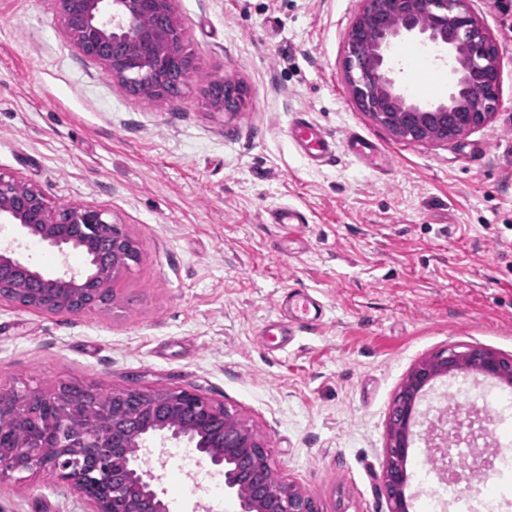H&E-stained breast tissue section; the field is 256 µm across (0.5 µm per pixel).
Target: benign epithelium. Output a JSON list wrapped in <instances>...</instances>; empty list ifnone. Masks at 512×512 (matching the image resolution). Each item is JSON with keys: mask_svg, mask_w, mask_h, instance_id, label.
Listing matches in <instances>:
<instances>
[{"mask_svg": "<svg viewBox=\"0 0 512 512\" xmlns=\"http://www.w3.org/2000/svg\"><path fill=\"white\" fill-rule=\"evenodd\" d=\"M63 26L81 55L105 71L129 96L151 101L172 97L169 78L196 74L199 65L183 47L184 32L175 0H58ZM347 34L344 77L359 109L397 138L419 143L454 139L486 124L500 100V71L493 35L474 17L469 0H361ZM378 33L370 45L365 34ZM418 39L446 53L452 63L454 89L448 101L421 104L397 86L389 65L393 45ZM209 103L217 111H239L247 95L240 81L224 77L209 83ZM0 224L16 226L27 239L57 249L61 269L47 275L19 251L0 249V301H15L21 274L42 288H24V305L45 312L81 313L110 303L106 289L126 270L102 262L99 248L89 245L86 267L76 270L69 256L77 242L64 227H91L112 242V253L135 244L107 213L90 205L52 208L42 194L0 174ZM457 373L512 384V357L478 346L443 350L419 361L397 394L388 428L383 491L391 512H409L405 489L413 441L416 405L434 381ZM95 390L83 403L57 392L28 389L1 392L0 411L8 410L27 426L40 428L39 439L0 436V471L38 467L57 476L83 498L89 512H168L155 483L160 477L128 455L127 428L165 449L185 444L195 449L224 477V492L235 497L238 512H320L317 502L291 484L275 478L251 481L254 470L271 471L265 446L245 420L226 407L209 403L190 390L156 393L137 388L115 391L112 404L99 406ZM86 407L97 429L77 430L71 414Z\"/></svg>", "mask_w": 512, "mask_h": 512, "instance_id": "benign-epithelium-1", "label": "benign epithelium"}]
</instances>
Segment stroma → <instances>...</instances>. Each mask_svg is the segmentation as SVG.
Segmentation results:
<instances>
[{
	"label": "stroma",
	"mask_w": 512,
	"mask_h": 512,
	"mask_svg": "<svg viewBox=\"0 0 512 512\" xmlns=\"http://www.w3.org/2000/svg\"><path fill=\"white\" fill-rule=\"evenodd\" d=\"M360 0H176L201 75L181 98L128 96L80 55L57 0H0V173L54 207L108 212L140 251L106 308L47 313L0 301V390L92 385L191 389L224 404L262 439L275 477L322 512H389L386 428L416 362L450 347L512 356V6L471 0L493 34L501 104L457 139H400L356 107L343 78ZM421 44H395L400 89L447 99L446 62L417 65ZM232 75L254 94L229 117L207 81ZM336 141L311 163L288 137L297 115ZM375 142L370 160L347 151ZM292 206L291 227L269 214ZM306 290L325 306L317 328L263 333L277 303ZM504 385L438 380L417 406L411 456L433 442L429 403L512 425ZM190 465L166 457L170 512H236L223 492L176 488ZM40 469L0 476V512H87Z\"/></svg>",
	"instance_id": "35a3bbf8"
}]
</instances>
